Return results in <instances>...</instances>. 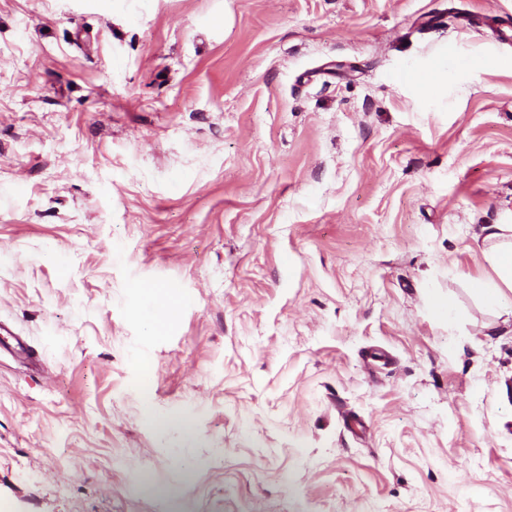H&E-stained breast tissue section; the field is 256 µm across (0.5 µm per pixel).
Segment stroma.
<instances>
[{
	"label": "stroma",
	"mask_w": 512,
	"mask_h": 512,
	"mask_svg": "<svg viewBox=\"0 0 512 512\" xmlns=\"http://www.w3.org/2000/svg\"><path fill=\"white\" fill-rule=\"evenodd\" d=\"M486 224L512 0H0V512H512Z\"/></svg>",
	"instance_id": "1"
}]
</instances>
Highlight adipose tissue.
Instances as JSON below:
<instances>
[{"mask_svg": "<svg viewBox=\"0 0 512 512\" xmlns=\"http://www.w3.org/2000/svg\"><path fill=\"white\" fill-rule=\"evenodd\" d=\"M483 234L493 244L487 256L493 273L476 280L473 287L488 306L500 308L512 297V224L485 225Z\"/></svg>", "mask_w": 512, "mask_h": 512, "instance_id": "obj_1", "label": "adipose tissue"}]
</instances>
